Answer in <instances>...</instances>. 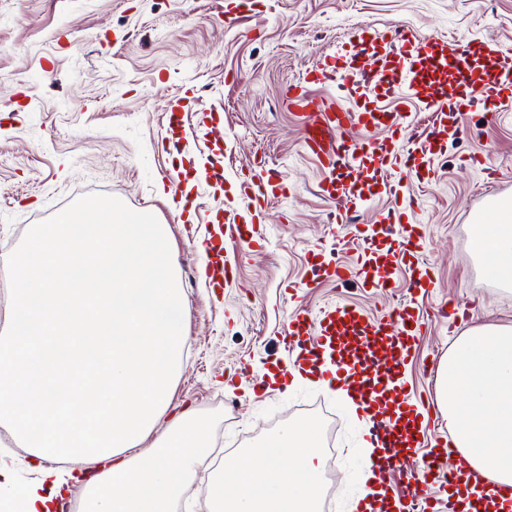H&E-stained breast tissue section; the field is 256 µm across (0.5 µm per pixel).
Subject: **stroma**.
I'll return each instance as SVG.
<instances>
[{
  "label": "stroma",
  "mask_w": 512,
  "mask_h": 512,
  "mask_svg": "<svg viewBox=\"0 0 512 512\" xmlns=\"http://www.w3.org/2000/svg\"><path fill=\"white\" fill-rule=\"evenodd\" d=\"M224 2L0 0V333L9 329L14 256L33 225L90 201L149 216L165 227L189 308L173 402L195 410L210 440L244 448L300 419L335 435L331 512H350L359 448L346 408L322 389L278 384L257 401L252 384L284 359V323L298 301L316 311L343 299L374 313L415 302L425 327L405 365L411 399L435 392L434 368L461 332L512 326V288L488 281L470 246L485 198L512 199V106L493 123L464 115L461 137L430 174L407 182L435 288L413 293L402 272L388 293L324 283L295 297L288 286L305 278L312 252L349 260L353 249L329 222L323 171L303 149L281 92L359 24L385 35L405 25L423 37L512 44V0H259L228 24ZM177 97L190 135L183 153L169 148L165 126L164 107ZM212 112L224 119L220 147L203 128ZM257 156L288 193L268 205L261 250H229L237 277L215 293L193 246L207 227L187 214L238 206L239 183ZM483 156L498 182L473 166ZM206 166L223 168V181L179 197L183 171ZM448 302L460 317L440 312Z\"/></svg>",
  "instance_id": "1"
}]
</instances>
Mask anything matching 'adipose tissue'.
Returning a JSON list of instances; mask_svg holds the SVG:
<instances>
[{
    "label": "adipose tissue",
    "instance_id": "adipose-tissue-1",
    "mask_svg": "<svg viewBox=\"0 0 512 512\" xmlns=\"http://www.w3.org/2000/svg\"><path fill=\"white\" fill-rule=\"evenodd\" d=\"M489 280L512 287V201L477 225ZM12 330L0 336V418L36 458H65L17 484L0 457V490L23 512H59L71 484L86 512H170L209 440L193 410L142 440L171 407L188 305L162 225L109 204L34 225L12 269ZM437 408L450 438L486 479L512 485V327L457 336L437 369ZM136 456H129L131 448ZM316 427L294 423L227 458L215 512H320Z\"/></svg>",
    "mask_w": 512,
    "mask_h": 512
}]
</instances>
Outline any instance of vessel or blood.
Returning a JSON list of instances; mask_svg holds the SVG:
<instances>
[{
  "mask_svg": "<svg viewBox=\"0 0 512 512\" xmlns=\"http://www.w3.org/2000/svg\"><path fill=\"white\" fill-rule=\"evenodd\" d=\"M331 79L341 100L308 94L309 85ZM283 100L303 121L302 144L325 172L321 194L333 206L331 220L355 250L351 264L313 254L304 287L353 279L362 288L388 291L400 266L414 289L432 287V271L418 257L423 228L410 221L404 204L405 178L430 172L432 160L458 138L462 115L490 116L512 104V48L423 38L402 26L389 41L359 27L341 53L289 85ZM355 128L362 138L351 137ZM249 172L242 184L246 206L261 209L285 195L283 182L260 160L252 161ZM379 200L385 206L373 221L357 223L363 208ZM227 221L233 246L257 247L254 224L234 215ZM205 250L212 276L232 280L227 247L212 241ZM422 326L407 304L372 314L336 301L316 312L298 305L286 316L283 334L295 353L294 366L307 377L334 367L339 386L366 405L376 478L388 481L401 474L410 456H422L404 490L361 500L357 512H512V486L482 482L470 465L455 461L448 438L428 440L424 412L430 402L415 406L404 394L401 372ZM435 487L444 489V498L432 495Z\"/></svg>",
  "mask_w": 512,
  "mask_h": 512,
  "instance_id": "b4317fda",
  "label": "vessel or blood"
}]
</instances>
